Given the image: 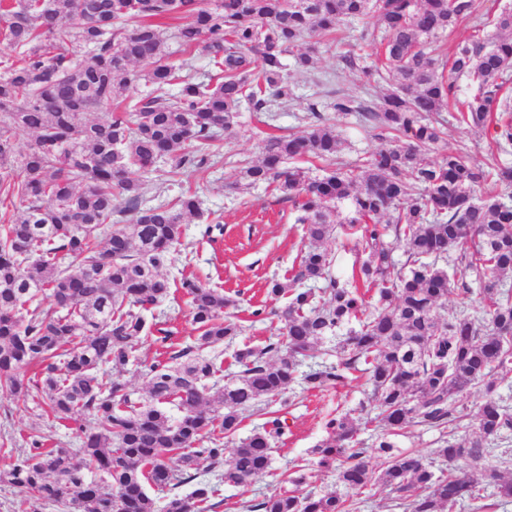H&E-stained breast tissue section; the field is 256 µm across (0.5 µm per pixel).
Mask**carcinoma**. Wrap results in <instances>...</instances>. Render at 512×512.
Segmentation results:
<instances>
[{"mask_svg":"<svg viewBox=\"0 0 512 512\" xmlns=\"http://www.w3.org/2000/svg\"><path fill=\"white\" fill-rule=\"evenodd\" d=\"M473 0H0V41L14 56L0 61V391L30 395L22 370L41 366L34 382L45 413L74 423L78 448H47L31 437L4 480L44 505L84 512H208L221 484L243 485L272 469L273 444L284 428L269 405L290 384L325 390L350 371L368 374L370 398L385 427H421L448 437L438 456L479 463L483 440L512 432V408L489 399L475 427L455 413L453 396L482 384L491 393L512 378V293L499 288L512 275V205L481 193L489 179L512 182V168L497 158L484 167L450 152L432 160L442 135L435 115L446 108L456 121L490 133L496 148L512 147V11L454 45L442 43L472 12ZM377 18L383 31L377 63L363 66L354 48L336 36L338 22ZM175 26L183 52L198 46L210 72L200 80L168 62L164 21ZM336 52L345 69L390 83L379 100L343 92L334 112L356 114L381 145L350 167L337 162L340 135L319 102L308 103L311 121L299 135L263 140L262 158L248 165L243 192L275 186L293 202L310 246L291 277L269 283L286 298L278 313L281 333L261 348L232 354L236 370L224 373L219 348L240 325L234 301L216 288L184 279L199 335L195 342L148 368L146 395L135 401L128 385L101 372L136 359L137 346L170 331L145 312L171 294L162 273L182 245L184 217H203L195 195L140 208L146 183L133 171L167 174L208 167L220 157L219 132L239 112H271L293 97L285 56L309 73L315 45ZM145 66L146 72L135 69ZM465 78L464 94L457 79ZM151 93H139V81ZM115 115H90L102 107ZM33 142L16 151L13 133ZM301 160L336 170L311 178ZM347 205L349 224H364L361 279L378 286L369 309L358 286L334 275V256L319 243L335 232L336 206ZM22 208L14 217L10 211ZM112 231L102 248L95 234ZM393 225L407 248L398 265L382 240ZM458 251L475 272L483 314L438 317L453 275L442 265ZM314 282L318 288H307ZM51 298L43 305L40 296ZM334 346L339 362L298 367L351 324ZM180 416L172 420L167 405ZM267 420L237 438L244 419ZM312 449V465L336 474L348 493L274 492L246 501L247 512H358L359 494L375 487L393 495L402 512H485L512 501V480L490 475L482 485L453 468L382 440L358 448L361 422L340 414ZM210 434V446H201ZM236 440L224 456L220 437ZM215 483L173 494L162 507L146 492L176 489L196 479L200 459Z\"/></svg>","mask_w":512,"mask_h":512,"instance_id":"1","label":"carcinoma"}]
</instances>
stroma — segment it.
Segmentation results:
<instances>
[{
  "instance_id": "35a3bbf8",
  "label": "stroma",
  "mask_w": 512,
  "mask_h": 512,
  "mask_svg": "<svg viewBox=\"0 0 512 512\" xmlns=\"http://www.w3.org/2000/svg\"><path fill=\"white\" fill-rule=\"evenodd\" d=\"M295 98L278 106L273 112L258 116L240 112L237 123L229 134L219 138L222 157L211 168H188L177 176L163 172L151 175L144 203L156 206L184 193L195 194L203 211L185 225L184 244L175 254L165 273L172 280L185 277L198 280L208 288L222 289L234 300L235 313L241 332L231 342L232 348L245 345L260 346L276 335L279 324L274 315L281 300L268 297L266 284L274 278H287L297 266L308 245L304 225L295 221L291 201L266 186H257L247 193L231 192L242 169L260 158L263 138L268 134L288 135L304 129L307 124L306 106L310 99L319 98L330 103L335 90L344 89L358 96H379L386 92V84H376L358 70L342 68L334 52L319 50L316 65L310 75H296ZM333 122L343 144L339 162L354 163L358 158L375 151L379 140L364 133L357 124L356 115L333 114ZM464 151L477 165H485L490 157L500 164L512 166V150L497 152L484 133L460 127L455 120H447L442 140L433 145L430 156L440 159L449 152ZM222 219L223 233L207 238L202 234L205 215ZM154 314L165 322L173 339L183 344L193 343L197 331L192 320L188 296L176 292L155 309ZM365 380L351 378L348 385L333 391H306L301 385H292L287 393L286 428L276 440L273 471L259 477L246 487L221 486L217 495L219 505L215 512H240L245 500H259L264 495L280 490H292V483L284 482L288 471L304 469L306 481L301 492L324 493L335 489L334 473L310 467L311 450L326 435L325 423L330 414L347 412L360 420H369L367 430L360 438L365 447L376 445L378 437H386L397 447L415 450L426 457H434L442 440L438 432L411 428L392 432L377 420V412L364 392ZM41 432L62 443L63 447L80 445L75 426H64L48 418L40 393L29 397L0 393V470L12 465L27 446L32 432Z\"/></svg>"
}]
</instances>
